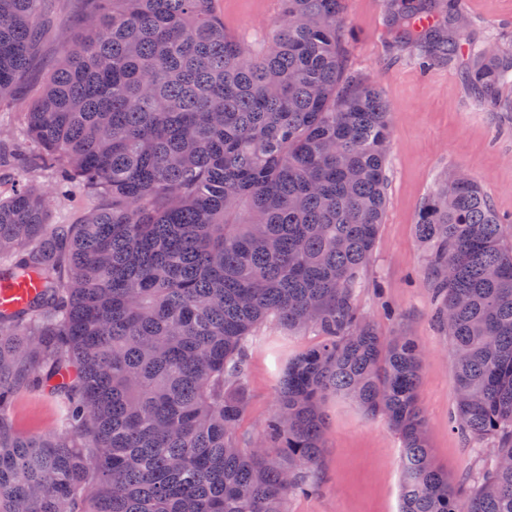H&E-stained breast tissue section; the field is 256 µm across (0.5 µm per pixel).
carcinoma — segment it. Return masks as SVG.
Here are the masks:
<instances>
[{
    "instance_id": "obj_1",
    "label": "carcinoma",
    "mask_w": 512,
    "mask_h": 512,
    "mask_svg": "<svg viewBox=\"0 0 512 512\" xmlns=\"http://www.w3.org/2000/svg\"><path fill=\"white\" fill-rule=\"evenodd\" d=\"M49 0H0V98L39 50ZM343 0H280L260 46L224 31L218 0H83L22 115L37 149L0 192V283L37 277L0 309V512H284L315 487L325 398L384 417L404 445L401 512H512V243L474 179L421 206L437 318L452 345L451 419L493 446L478 484L448 481L416 387L423 353L351 303L386 208L389 108L349 71ZM448 0H388L389 38L429 65L465 29ZM512 53L472 60L491 106L512 99ZM51 173L91 204L50 224ZM314 326L288 362L254 448L239 443L246 350L269 317ZM52 388L59 430L7 423L16 394ZM37 281H21L13 286L0 289V307L18 308L24 306L39 290Z\"/></svg>"
}]
</instances>
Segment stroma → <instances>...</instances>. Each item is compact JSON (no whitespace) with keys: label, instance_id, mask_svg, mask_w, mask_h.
Returning <instances> with one entry per match:
<instances>
[{"label":"stroma","instance_id":"stroma-1","mask_svg":"<svg viewBox=\"0 0 512 512\" xmlns=\"http://www.w3.org/2000/svg\"><path fill=\"white\" fill-rule=\"evenodd\" d=\"M224 27L248 42L265 38L280 13L279 0H220ZM470 21L459 57L422 69L410 49L390 48L385 0H343L352 29L346 46L350 69L379 81L392 124L387 165V205L363 288L352 294L357 311L383 336H410L424 361L417 401L428 445L449 481L477 478L483 456L449 421L455 403L451 344L435 318L429 250L415 229L417 214L439 181L464 171L478 182L505 222L512 224V112L496 111L471 83L468 61L487 43L512 48V0H457ZM79 0H54L32 70L15 96L0 101V138L42 91L62 54V33H77ZM314 328L291 329L276 319L261 324L247 362V411L239 425L243 446H252L277 402L278 381L289 359L319 344ZM325 447L316 470L318 488L294 493L285 512H398L401 441L387 421L369 417L351 399L332 394L324 403ZM63 401L46 391L21 392L14 426L26 435L57 430Z\"/></svg>","mask_w":512,"mask_h":512}]
</instances>
